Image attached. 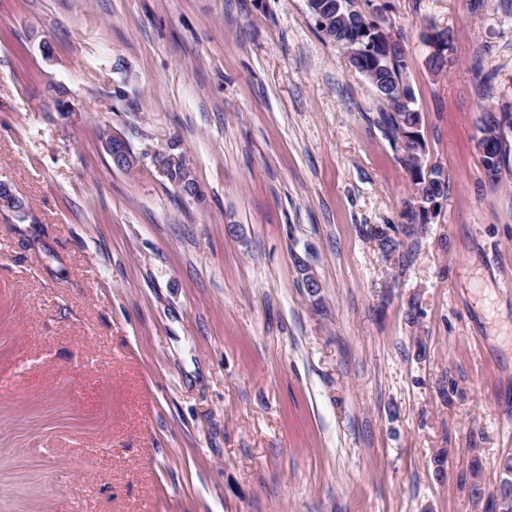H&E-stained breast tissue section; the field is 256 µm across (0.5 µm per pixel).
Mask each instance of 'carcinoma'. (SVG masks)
<instances>
[{
  "mask_svg": "<svg viewBox=\"0 0 512 512\" xmlns=\"http://www.w3.org/2000/svg\"><path fill=\"white\" fill-rule=\"evenodd\" d=\"M350 7L351 0H342V12L353 16L355 22L333 32L328 40L345 53L350 50L357 53L355 69L366 68L375 73L376 80L371 85L379 101L380 123L385 135L399 144L398 163L409 174L414 186L413 201L403 214L405 225L402 228L405 235L414 237L419 226L428 223L430 207L444 197L445 179L436 166L431 167L428 174L419 175L414 155L424 138L420 133V113L412 106L414 94L404 79L408 62L403 48L396 41H379L377 30L381 24L366 18L361 12L351 11ZM499 126L512 129V101L507 100L498 110L484 113L478 126V147L482 154L484 174L493 184L501 180L504 170L512 167V144L485 137L488 128ZM371 233L383 252L390 254L399 247V242L387 229L377 225ZM500 469L496 507L498 512H512L511 452L503 457Z\"/></svg>",
  "mask_w": 512,
  "mask_h": 512,
  "instance_id": "obj_1",
  "label": "carcinoma"
}]
</instances>
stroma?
<instances>
[{
    "mask_svg": "<svg viewBox=\"0 0 512 512\" xmlns=\"http://www.w3.org/2000/svg\"><path fill=\"white\" fill-rule=\"evenodd\" d=\"M356 4L448 177L389 256L370 230L413 186L307 0H0V183L26 206L0 207V512H493L512 171L486 180L477 126L512 100V0ZM102 138L105 149L112 156V164L115 167L121 168L133 160L139 162L136 156H131L129 152V142L124 134L109 128L102 132Z\"/></svg>",
    "mask_w": 512,
    "mask_h": 512,
    "instance_id": "1",
    "label": "stroma"
}]
</instances>
